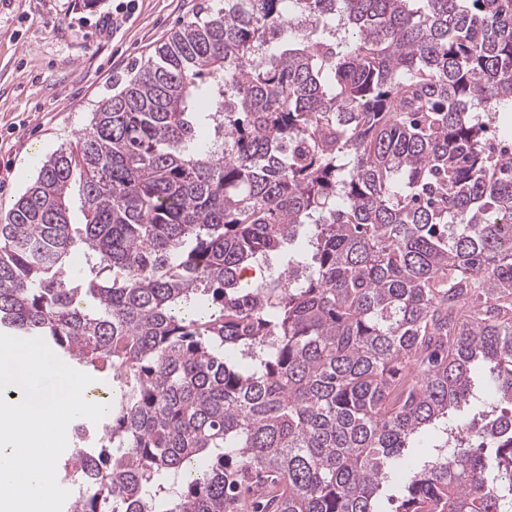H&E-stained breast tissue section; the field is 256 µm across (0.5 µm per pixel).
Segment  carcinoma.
I'll use <instances>...</instances> for the list:
<instances>
[{"mask_svg": "<svg viewBox=\"0 0 512 512\" xmlns=\"http://www.w3.org/2000/svg\"><path fill=\"white\" fill-rule=\"evenodd\" d=\"M500 114L512 0H224L174 31L0 224V332L107 386L68 510L512 512ZM478 365L507 408L456 420Z\"/></svg>", "mask_w": 512, "mask_h": 512, "instance_id": "cac0c4a2", "label": "carcinoma"}]
</instances>
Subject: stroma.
I'll use <instances>...</instances> for the list:
<instances>
[{"instance_id": "1", "label": "stroma", "mask_w": 512, "mask_h": 512, "mask_svg": "<svg viewBox=\"0 0 512 512\" xmlns=\"http://www.w3.org/2000/svg\"><path fill=\"white\" fill-rule=\"evenodd\" d=\"M208 0H0V223L45 158Z\"/></svg>"}]
</instances>
